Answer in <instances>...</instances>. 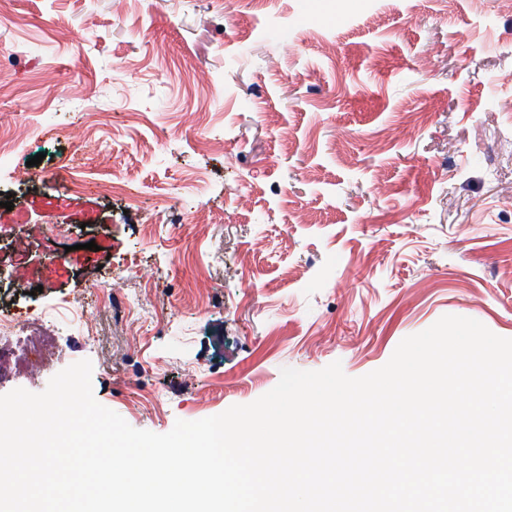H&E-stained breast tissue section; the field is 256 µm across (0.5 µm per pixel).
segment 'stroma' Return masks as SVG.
<instances>
[{"label": "stroma", "mask_w": 512, "mask_h": 512, "mask_svg": "<svg viewBox=\"0 0 512 512\" xmlns=\"http://www.w3.org/2000/svg\"><path fill=\"white\" fill-rule=\"evenodd\" d=\"M0 72V133L31 128L0 164V305L39 313L0 394L87 359L100 404L164 434L285 367L366 375L445 315L512 339L499 0H15ZM121 170L135 203L67 187ZM146 224L176 230L146 241Z\"/></svg>", "instance_id": "obj_1"}]
</instances>
